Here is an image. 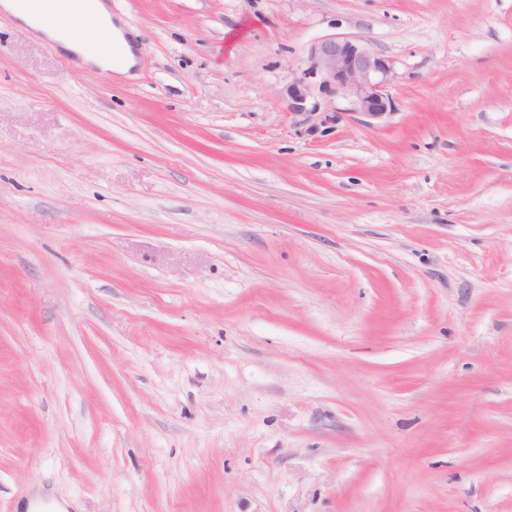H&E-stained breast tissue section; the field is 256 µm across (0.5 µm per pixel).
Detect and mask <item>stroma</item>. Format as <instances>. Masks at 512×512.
<instances>
[{"instance_id":"1","label":"stroma","mask_w":512,"mask_h":512,"mask_svg":"<svg viewBox=\"0 0 512 512\" xmlns=\"http://www.w3.org/2000/svg\"><path fill=\"white\" fill-rule=\"evenodd\" d=\"M109 7L121 78L0 12V512H512V0ZM393 62L360 40L326 37L308 50L307 67L289 83L286 92L289 109L304 112L314 89L328 98L348 101V111L373 121L393 114L394 100L389 93L394 80ZM308 79H314L310 82Z\"/></svg>"}]
</instances>
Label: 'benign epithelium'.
Returning <instances> with one entry per match:
<instances>
[{"label": "benign epithelium", "mask_w": 512, "mask_h": 512, "mask_svg": "<svg viewBox=\"0 0 512 512\" xmlns=\"http://www.w3.org/2000/svg\"><path fill=\"white\" fill-rule=\"evenodd\" d=\"M393 80L391 59L360 40L326 37L311 45L307 67L288 84L289 109L305 111L308 99L317 91L348 101L349 111L364 116L370 126L393 113L395 105L389 93Z\"/></svg>", "instance_id": "benign-epithelium-1"}]
</instances>
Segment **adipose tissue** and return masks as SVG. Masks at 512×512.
Returning <instances> with one entry per match:
<instances>
[{"instance_id":"obj_1","label":"adipose tissue","mask_w":512,"mask_h":512,"mask_svg":"<svg viewBox=\"0 0 512 512\" xmlns=\"http://www.w3.org/2000/svg\"><path fill=\"white\" fill-rule=\"evenodd\" d=\"M78 0H53L54 6L38 16L25 9L19 0H0V9L20 23L58 44L75 56L81 66L110 73H127L136 63L131 39L116 25L103 0H89L85 10H78ZM92 24L97 35H80L82 23Z\"/></svg>"}]
</instances>
